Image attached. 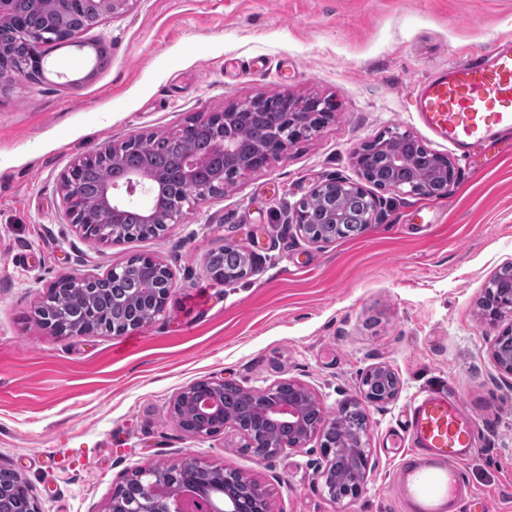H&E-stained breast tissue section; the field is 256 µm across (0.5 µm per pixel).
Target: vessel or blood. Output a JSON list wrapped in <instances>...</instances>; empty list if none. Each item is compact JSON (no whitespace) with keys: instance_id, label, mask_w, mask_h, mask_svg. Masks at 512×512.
I'll list each match as a JSON object with an SVG mask.
<instances>
[{"instance_id":"b4317fda","label":"vessel or blood","mask_w":512,"mask_h":512,"mask_svg":"<svg viewBox=\"0 0 512 512\" xmlns=\"http://www.w3.org/2000/svg\"><path fill=\"white\" fill-rule=\"evenodd\" d=\"M421 123L461 151L501 143L512 152V39L438 68L415 89ZM415 450L395 472L404 512H463L475 491L460 468L474 452L472 417L441 393L422 394L407 413Z\"/></svg>"}]
</instances>
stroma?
Listing matches in <instances>:
<instances>
[{"instance_id":"stroma-1","label":"stroma","mask_w":512,"mask_h":512,"mask_svg":"<svg viewBox=\"0 0 512 512\" xmlns=\"http://www.w3.org/2000/svg\"><path fill=\"white\" fill-rule=\"evenodd\" d=\"M501 37H512V0H134L47 52L41 81L13 77L0 96V465L28 480L41 512H106L138 468L188 457L243 472L268 512H403L392 484L410 451L397 442L402 415L434 390L474 418L476 451L460 467L479 496L466 512H512V376L495 365L496 330L477 306L512 264V153L451 151L417 122L412 98L431 69ZM99 43L110 62L98 71ZM279 92L334 112L156 238L95 243L68 223L60 184L79 156ZM391 127L453 160L446 196L382 190L364 236L303 237L293 210L321 182L360 181L356 152ZM231 242L252 269L222 285L206 258ZM141 255L173 272L155 320L120 335L58 336L39 323L58 280ZM381 363L401 392L367 409L374 468L352 501L317 480L319 437L261 460L239 430L193 438L171 412L200 380L260 390L290 378L333 413Z\"/></svg>"}]
</instances>
